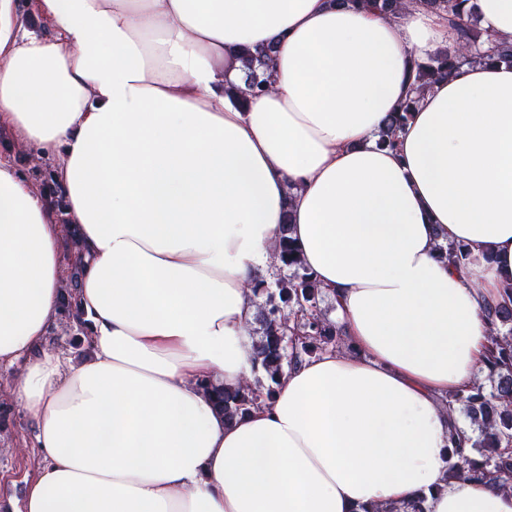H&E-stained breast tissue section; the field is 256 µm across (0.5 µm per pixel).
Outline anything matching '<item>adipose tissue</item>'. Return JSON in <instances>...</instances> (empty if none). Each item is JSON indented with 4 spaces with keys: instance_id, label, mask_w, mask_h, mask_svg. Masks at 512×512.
<instances>
[{
    "instance_id": "1",
    "label": "adipose tissue",
    "mask_w": 512,
    "mask_h": 512,
    "mask_svg": "<svg viewBox=\"0 0 512 512\" xmlns=\"http://www.w3.org/2000/svg\"><path fill=\"white\" fill-rule=\"evenodd\" d=\"M512 39V0H471ZM0 0V126L43 155L81 241L88 353L50 339L62 227L0 160V369L40 459L24 512H512V490L451 477L440 401L485 370L483 307L512 283V65L420 96L379 147L414 60L447 18L352 0ZM275 84L233 103L241 60ZM350 351L285 369L225 420L200 382L254 372L251 280L282 224ZM463 244L462 268L439 249ZM19 9V20L23 28L41 33L51 30V22L39 13L36 0H20ZM415 103V98L408 99L400 105V108L397 112L391 113L384 127L379 133V145L389 148H393L395 146L398 132H400L407 124V121L411 116L410 113L413 112Z\"/></svg>"
}]
</instances>
